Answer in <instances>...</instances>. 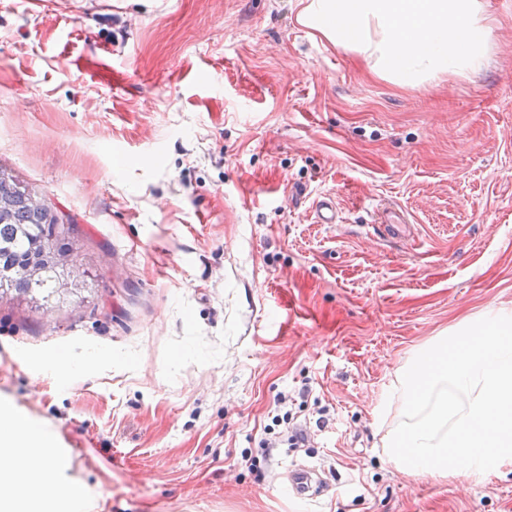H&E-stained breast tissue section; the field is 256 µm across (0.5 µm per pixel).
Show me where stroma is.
<instances>
[{
  "label": "stroma",
  "mask_w": 512,
  "mask_h": 512,
  "mask_svg": "<svg viewBox=\"0 0 512 512\" xmlns=\"http://www.w3.org/2000/svg\"><path fill=\"white\" fill-rule=\"evenodd\" d=\"M484 4L487 66L410 89L299 0H0V166L74 224L78 283L0 300V398L90 512H512V467L386 453L415 352L512 315V8ZM299 468L325 491L284 495Z\"/></svg>",
  "instance_id": "obj_1"
}]
</instances>
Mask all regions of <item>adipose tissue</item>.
<instances>
[{
	"label": "adipose tissue",
	"instance_id": "obj_1",
	"mask_svg": "<svg viewBox=\"0 0 512 512\" xmlns=\"http://www.w3.org/2000/svg\"><path fill=\"white\" fill-rule=\"evenodd\" d=\"M301 23L412 89L440 75L469 76L488 60L481 0H303ZM44 425L0 402V512H89L93 490L67 474Z\"/></svg>",
	"mask_w": 512,
	"mask_h": 512
}]
</instances>
